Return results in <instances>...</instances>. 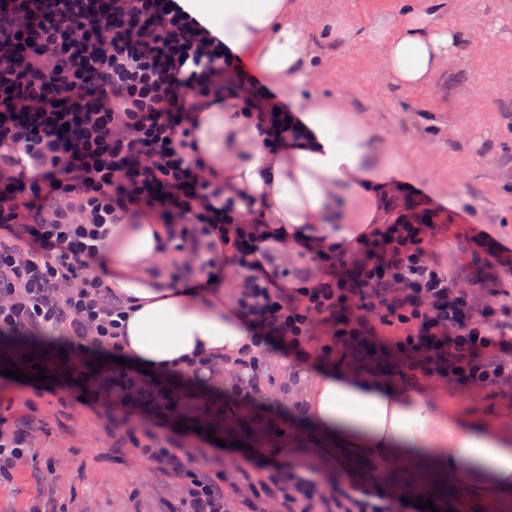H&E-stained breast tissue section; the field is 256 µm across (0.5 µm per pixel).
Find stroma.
Listing matches in <instances>:
<instances>
[{"label":"stroma","mask_w":512,"mask_h":512,"mask_svg":"<svg viewBox=\"0 0 512 512\" xmlns=\"http://www.w3.org/2000/svg\"><path fill=\"white\" fill-rule=\"evenodd\" d=\"M310 45L325 61L311 89L342 94L378 133L392 135L401 160L417 167L406 183L416 199L438 207L449 221L431 244L448 271L473 251L469 227L481 225L495 242L512 245V0H453L436 15L438 24L466 11L482 29L495 32L453 61L429 86L404 89L386 82L375 42L380 31L400 23L411 0H294ZM349 36H339V29ZM477 311L493 324L501 302L512 301V277H501L499 294L459 280ZM43 340L0 335V409L30 430L34 456L19 461L9 486L0 488V512H166L180 493V479L156 470L135 449L112 445L96 413L37 394L5 376L9 366L31 372L30 357L44 354ZM286 358L267 355L256 410L273 431L299 426L290 394ZM439 389L476 412L498 408L512 398V379L500 385L460 388L442 381Z\"/></svg>","instance_id":"obj_1"}]
</instances>
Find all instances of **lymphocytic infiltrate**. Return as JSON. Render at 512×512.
<instances>
[{"instance_id": "obj_1", "label": "lymphocytic infiltrate", "mask_w": 512, "mask_h": 512, "mask_svg": "<svg viewBox=\"0 0 512 512\" xmlns=\"http://www.w3.org/2000/svg\"><path fill=\"white\" fill-rule=\"evenodd\" d=\"M248 94L271 134L289 111L179 0H0V333L63 338L66 368L36 392L98 413L119 447L136 449L183 481L170 512H229L223 470L179 451L169 431L173 386L120 365L124 301L95 272L108 227L138 210L171 229L170 250L198 261L200 240L246 262L268 231L233 224L190 162L192 94ZM431 209L393 207L387 224L349 255L319 258L308 288L248 277L238 302L255 327L250 372L236 407L214 410L238 425L268 352L297 363L358 359L394 377L496 385L512 346L476 317L467 294L432 262L440 226ZM104 355L90 363L89 355ZM27 433L0 415V482L30 454ZM260 488L282 512H400L379 494L335 493L271 470Z\"/></svg>"}]
</instances>
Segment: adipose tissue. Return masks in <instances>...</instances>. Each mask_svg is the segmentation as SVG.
I'll return each instance as SVG.
<instances>
[{
    "instance_id": "1",
    "label": "adipose tissue",
    "mask_w": 512,
    "mask_h": 512,
    "mask_svg": "<svg viewBox=\"0 0 512 512\" xmlns=\"http://www.w3.org/2000/svg\"><path fill=\"white\" fill-rule=\"evenodd\" d=\"M439 0L406 7L402 21L377 41L383 74L403 88L430 85L483 34L468 21L433 22ZM182 6L266 83L294 95L296 120L271 141L260 132L255 108L240 98L213 101L195 115L193 137L212 190L226 212L267 224L262 262L279 285L300 287L313 275L317 254H346L383 224L394 189L410 167L392 164L393 147L371 148V131L340 97L297 86L320 71L293 0H181ZM169 228L142 211L112 225L98 271L129 302L126 357L160 378L180 376L184 421L210 418L216 387H230L252 348L250 322L226 294L224 281L191 273V287L173 285L160 265ZM223 359V372L188 371L196 357ZM305 426L277 438L249 436L247 458L293 470L303 479L383 492L384 468L400 466L438 487V512H500L512 502V406L493 420L450 402L424 384L392 380L359 365H328L296 373L291 386Z\"/></svg>"
}]
</instances>
